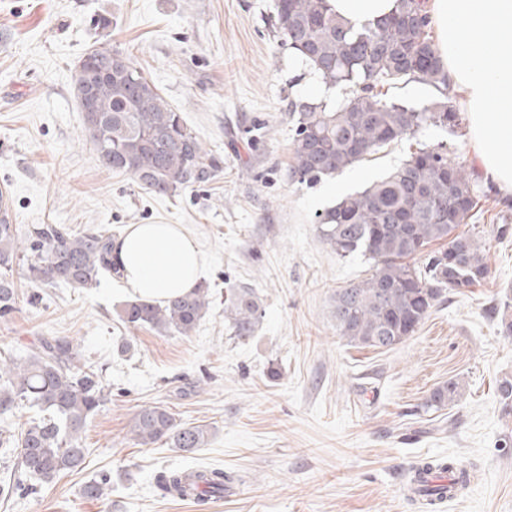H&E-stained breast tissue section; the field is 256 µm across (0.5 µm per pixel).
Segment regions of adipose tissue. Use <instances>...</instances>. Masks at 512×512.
<instances>
[{
  "instance_id": "adipose-tissue-1",
  "label": "adipose tissue",
  "mask_w": 512,
  "mask_h": 512,
  "mask_svg": "<svg viewBox=\"0 0 512 512\" xmlns=\"http://www.w3.org/2000/svg\"><path fill=\"white\" fill-rule=\"evenodd\" d=\"M348 25L391 14L396 0H331ZM437 48L470 117L471 146L485 176L512 198V0H427ZM112 260L131 295L163 302L196 287L203 265L177 224H132L113 242Z\"/></svg>"
}]
</instances>
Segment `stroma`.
Returning <instances> with one entry per match:
<instances>
[{
    "label": "stroma",
    "mask_w": 512,
    "mask_h": 512,
    "mask_svg": "<svg viewBox=\"0 0 512 512\" xmlns=\"http://www.w3.org/2000/svg\"><path fill=\"white\" fill-rule=\"evenodd\" d=\"M276 0H0V187L14 222L81 232L108 225L177 224L197 241L208 315L190 335L128 328L121 281L97 287L35 286L16 266L19 303L0 317V358L23 357L44 336H64L102 369L112 397L82 432V470L35 484L0 512H423L404 493L408 468L428 457L475 472L440 512H512V417L497 395L512 378V339L493 311L512 297V203L487 181L469 138L426 125L355 167L312 186L288 179L294 100L335 105L347 90L322 84L276 25ZM117 51L157 85L207 148L224 158L211 183L172 196L143 190L103 167L83 133L73 93L78 62ZM445 146L480 199L471 219L487 278L447 297L393 350L347 345L331 297L362 276L320 238L316 216L408 159ZM230 288L262 300L253 336L233 339L224 318ZM458 379L461 394L438 411L432 392ZM203 425L204 448L184 453L136 445L138 405ZM224 469L231 489L207 510L163 497L166 470ZM110 472L107 499L81 487Z\"/></svg>",
    "instance_id": "stroma-1"
}]
</instances>
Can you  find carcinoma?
Segmentation results:
<instances>
[{"mask_svg":"<svg viewBox=\"0 0 512 512\" xmlns=\"http://www.w3.org/2000/svg\"><path fill=\"white\" fill-rule=\"evenodd\" d=\"M276 22L295 55L330 87H349L350 96L334 108L290 103L293 127L288 178L312 184L359 164L396 140L415 135L430 123L453 131L463 118L451 95L423 0H397L395 11L373 25L354 29L336 16L329 0H277ZM90 80L77 72L75 86L90 93L95 111L83 115V132L99 160L116 173L133 177L155 195H172L207 184L224 173V157L208 149L157 86L118 52L93 49ZM398 80L444 87L441 97L417 110L391 100L385 85ZM479 203L471 179L444 147L411 153L386 177L347 194L318 214L322 240L341 259L362 257L368 275L332 295L336 332L348 344L390 350L413 336L448 294H465L488 273L481 244L458 229ZM112 231L100 226L74 233L58 224H30L21 230L0 217V316L10 315L19 294L12 279L25 262L27 277L40 286L68 284L91 288L100 275L114 274ZM425 256L423 265L414 259ZM210 307L203 284L162 304L136 299L120 320L128 328H150L187 336ZM500 334L512 337V298L497 310ZM224 317L237 339L251 337L261 317V299L251 288H234L224 298ZM450 378L424 403L440 410L460 396ZM502 412L512 415V379L500 380ZM112 395L103 372L95 370L72 340L42 339L23 358L0 359V415L23 405L40 416L19 436L0 438V454L18 458L19 469L0 481L8 499L27 479L51 482L81 470L86 449L81 432ZM136 444L166 442L184 452L208 443V429L176 423L167 409L139 406L130 426ZM230 477L219 468L169 471L159 479L172 497L204 505L224 498ZM112 485L102 473L87 482L82 496L100 500Z\"/></svg>","mask_w":512,"mask_h":512,"instance_id":"obj_1","label":"carcinoma"}]
</instances>
